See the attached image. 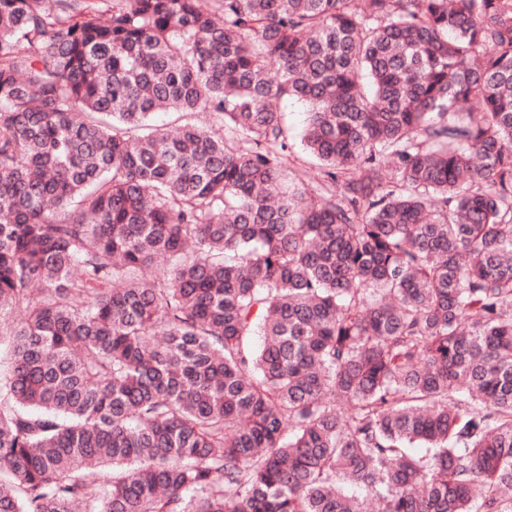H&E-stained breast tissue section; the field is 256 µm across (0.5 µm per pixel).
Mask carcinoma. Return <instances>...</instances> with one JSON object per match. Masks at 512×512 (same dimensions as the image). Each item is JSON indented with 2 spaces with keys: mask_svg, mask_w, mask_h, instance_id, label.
<instances>
[{
  "mask_svg": "<svg viewBox=\"0 0 512 512\" xmlns=\"http://www.w3.org/2000/svg\"><path fill=\"white\" fill-rule=\"evenodd\" d=\"M105 2L0 0V512H512V0ZM309 106L297 99H288L280 105V112H282V118L289 128L295 132H300L307 118Z\"/></svg>",
  "mask_w": 512,
  "mask_h": 512,
  "instance_id": "1",
  "label": "carcinoma"
}]
</instances>
